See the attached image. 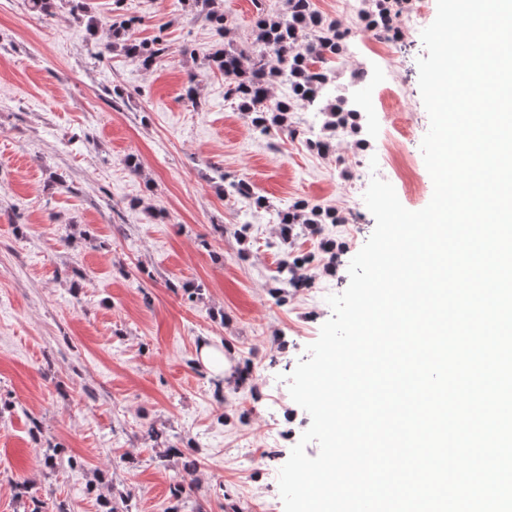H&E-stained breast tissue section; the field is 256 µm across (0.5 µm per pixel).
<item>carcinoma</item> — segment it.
Wrapping results in <instances>:
<instances>
[{
	"label": "carcinoma",
	"instance_id": "obj_1",
	"mask_svg": "<svg viewBox=\"0 0 512 512\" xmlns=\"http://www.w3.org/2000/svg\"><path fill=\"white\" fill-rule=\"evenodd\" d=\"M59 0H27L30 10L45 17L56 14ZM70 5L69 14L77 22L86 23L91 40V55L98 57L99 52L118 53L148 70L160 62L168 52L165 37L161 34L151 40H138L131 34L135 24L132 18L120 21H108L103 24L89 15L87 0H66ZM198 16L222 37L227 31L222 0H187ZM364 13L371 21L382 28H389L395 15V0H363ZM348 30L339 31L336 23L328 21L315 7L314 0H288V10L282 14L260 13L255 22L254 40L246 47L221 46L212 49L205 57L209 70L229 79L227 94L238 101L239 108L250 120L256 133L267 136L277 129L293 136V110L298 102L320 96L321 82L332 80L327 63L342 56L341 40ZM288 76V96L277 100H268L262 86L277 83L274 75ZM348 104L342 100L321 101L317 115L322 117L321 129L325 136H331L336 125L348 112ZM352 114H358L354 109ZM224 194L242 199L254 208H271L270 202L254 193L251 188L243 187L239 181H229L224 185ZM280 226L278 240L270 243L284 252L283 259L273 280L279 284L275 293L279 299L286 297L285 289L299 288L302 282L297 276L294 261L293 243L298 230L311 234L321 233L322 225L336 223V214L332 208L311 205L298 200L285 210L277 212ZM63 449L47 443L43 449L41 462L44 467L53 470L62 462L72 465L73 458L63 459ZM196 462L184 465V475L173 486L172 496L179 502L185 493V487H193Z\"/></svg>",
	"mask_w": 512,
	"mask_h": 512
}]
</instances>
